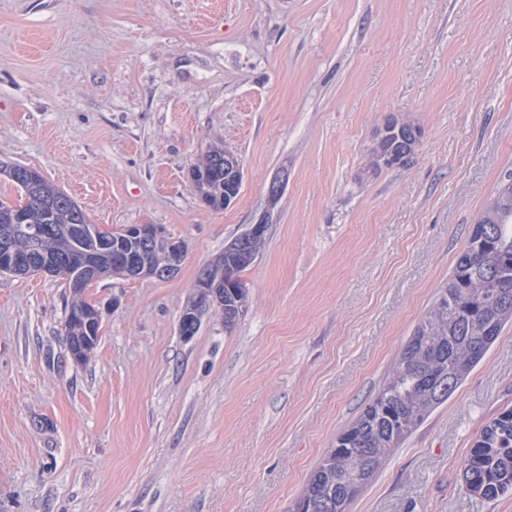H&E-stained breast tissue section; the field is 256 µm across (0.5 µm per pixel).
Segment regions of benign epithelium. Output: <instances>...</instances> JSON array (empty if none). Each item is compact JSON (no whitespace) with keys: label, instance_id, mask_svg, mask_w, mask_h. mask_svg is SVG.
Instances as JSON below:
<instances>
[{"label":"benign epithelium","instance_id":"benign-epithelium-1","mask_svg":"<svg viewBox=\"0 0 512 512\" xmlns=\"http://www.w3.org/2000/svg\"><path fill=\"white\" fill-rule=\"evenodd\" d=\"M421 131L409 122L389 121L379 131L372 147V162L375 167H393L409 162L416 154ZM214 167H224V179L234 185L242 182V169L238 157L229 150L214 156ZM30 248L26 252L12 249L8 244L0 245V269L19 274L52 275L50 258L33 264L31 255L39 248V229L26 228ZM112 275L126 279L168 277L180 269L185 258L184 244L171 237L160 224H130L116 235L112 245ZM214 264L220 268L217 276L204 271L196 282L195 294L181 311L178 321L179 335L189 340L200 328L202 318L210 312L224 315V288L236 281L235 266L224 263L219 257ZM102 278V261L94 252L80 255L77 271L71 277L74 290ZM73 318L82 323L83 335L74 337L68 344L72 360L81 364L86 361L92 343L100 338L102 310L95 305L80 309Z\"/></svg>","mask_w":512,"mask_h":512}]
</instances>
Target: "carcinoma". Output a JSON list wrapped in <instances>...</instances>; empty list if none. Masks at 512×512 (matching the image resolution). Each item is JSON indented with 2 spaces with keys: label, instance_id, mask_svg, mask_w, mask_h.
<instances>
[{
  "label": "carcinoma",
  "instance_id": "obj_1",
  "mask_svg": "<svg viewBox=\"0 0 512 512\" xmlns=\"http://www.w3.org/2000/svg\"><path fill=\"white\" fill-rule=\"evenodd\" d=\"M4 176L19 189L14 203L0 200V240L16 250L26 238L14 224H37L44 251L66 278L78 250L66 236L70 224H88L83 208L35 170L16 166ZM512 321V185L496 206L473 224L466 248L448 283L418 323L377 394L337 439L311 473L296 503L304 512H349L389 455L443 403L484 358L504 325ZM462 477L474 497L494 500L512 492V408H504L471 446Z\"/></svg>",
  "mask_w": 512,
  "mask_h": 512
}]
</instances>
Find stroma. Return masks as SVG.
<instances>
[{
  "label": "stroma",
  "mask_w": 512,
  "mask_h": 512,
  "mask_svg": "<svg viewBox=\"0 0 512 512\" xmlns=\"http://www.w3.org/2000/svg\"><path fill=\"white\" fill-rule=\"evenodd\" d=\"M390 117L417 154L370 171ZM213 143L243 169L223 210L189 176ZM0 163L186 250L86 288L80 365L65 281L0 274V512H290L512 173V0H0ZM262 219L245 315L183 340L199 269ZM507 407L512 324L351 512H512L462 486ZM72 317L82 323L84 336H77L75 329L67 333V336H74L68 347L72 360L81 364L86 361L92 348L91 342L100 338L102 310L95 304L92 308L77 310Z\"/></svg>",
  "instance_id": "stroma-1"
}]
</instances>
